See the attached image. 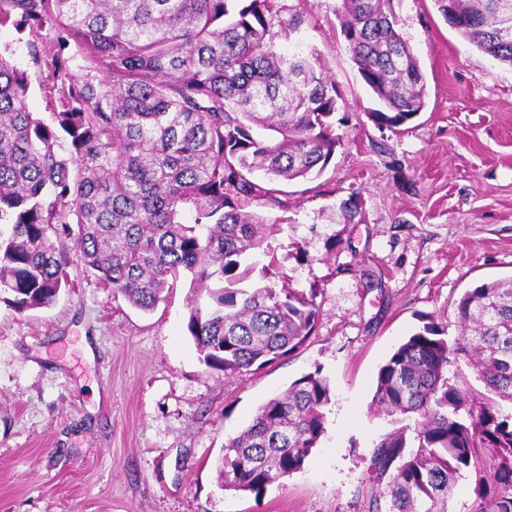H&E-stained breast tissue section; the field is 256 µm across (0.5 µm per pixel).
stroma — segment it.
<instances>
[{
  "mask_svg": "<svg viewBox=\"0 0 512 512\" xmlns=\"http://www.w3.org/2000/svg\"><path fill=\"white\" fill-rule=\"evenodd\" d=\"M278 4L303 23L277 50H317L336 82L341 142L320 176L257 205L271 226L245 259V285L315 294L313 334L227 377L187 333L189 277L145 313L71 257L52 306L0 301V512H372L370 458L394 428L372 406L380 367L421 316L456 339L464 291L512 275V66L482 55L434 0H395L427 96L414 120L381 127L336 18L341 0ZM54 43L48 23L0 27V56L26 74L29 109L50 125ZM315 371L331 401L304 468L259 497L221 490L227 440Z\"/></svg>",
  "mask_w": 512,
  "mask_h": 512,
  "instance_id": "1",
  "label": "stroma"
}]
</instances>
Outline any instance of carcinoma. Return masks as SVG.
<instances>
[{"instance_id": "obj_1", "label": "carcinoma", "mask_w": 512, "mask_h": 512, "mask_svg": "<svg viewBox=\"0 0 512 512\" xmlns=\"http://www.w3.org/2000/svg\"><path fill=\"white\" fill-rule=\"evenodd\" d=\"M0 27L58 29L53 89L59 136L26 103L28 83L0 57V296L19 311L52 305L69 286L67 230L85 269L131 306L152 311L181 274L195 297L186 324L203 364L226 376L253 374L312 334L314 296L270 286L236 287L252 268L268 221L245 211L273 201L282 181L319 176L339 137L340 97L322 56L282 55L277 0H0ZM478 50L512 66V0H434ZM342 32L380 108L399 128L424 109L419 61L398 29L394 0H342ZM279 30H274V27ZM86 51L71 73L70 44ZM262 170L261 184L253 173ZM194 210V224L180 211ZM205 304H200L201 296ZM461 334L427 317L381 366L373 406L414 422L375 447L370 472L387 512H448L463 472L475 477L473 512H512V277L482 283L456 306ZM466 358L485 392L448 381ZM327 379L316 371L260 406L227 441L219 487L261 496L303 469L325 431ZM413 430L416 449L406 451Z\"/></svg>"}]
</instances>
